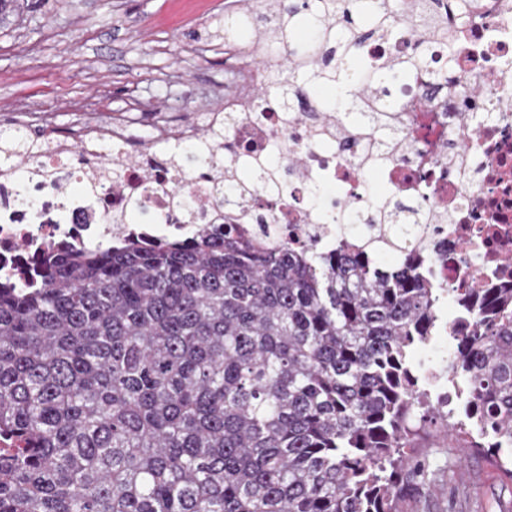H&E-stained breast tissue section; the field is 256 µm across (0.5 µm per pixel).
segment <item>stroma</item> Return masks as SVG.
Wrapping results in <instances>:
<instances>
[{
  "mask_svg": "<svg viewBox=\"0 0 512 512\" xmlns=\"http://www.w3.org/2000/svg\"><path fill=\"white\" fill-rule=\"evenodd\" d=\"M225 0H37L0 26V117L47 112L65 134L83 112H122L130 98L149 114L202 122L235 86L224 68ZM403 484L400 512H512V480L461 452L438 423Z\"/></svg>",
  "mask_w": 512,
  "mask_h": 512,
  "instance_id": "35a3bbf8",
  "label": "stroma"
}]
</instances>
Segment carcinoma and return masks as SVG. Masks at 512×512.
<instances>
[{"label": "carcinoma", "instance_id": "obj_1", "mask_svg": "<svg viewBox=\"0 0 512 512\" xmlns=\"http://www.w3.org/2000/svg\"><path fill=\"white\" fill-rule=\"evenodd\" d=\"M25 3L0 0V26ZM400 28L412 56L366 55ZM447 39L438 0H260L224 15L239 74L266 71L254 111H292V91L352 125V100L380 134L409 111L389 83L448 82ZM38 264L34 284L0 281V438L15 444L0 447V512H399L409 420L433 412L411 353L432 337L435 292L414 262L267 250L226 225ZM458 302L445 373L468 423H441L511 479L512 288Z\"/></svg>", "mask_w": 512, "mask_h": 512}]
</instances>
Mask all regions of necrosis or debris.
I'll use <instances>...</instances> for the list:
<instances>
[{"label": "necrosis or debris", "mask_w": 512, "mask_h": 512, "mask_svg": "<svg viewBox=\"0 0 512 512\" xmlns=\"http://www.w3.org/2000/svg\"><path fill=\"white\" fill-rule=\"evenodd\" d=\"M448 49L455 72L448 84L430 90L419 80L396 90L402 101L428 102L425 111L401 113L407 148L398 158L374 163V138L342 149L339 136L313 131L301 112L246 115L231 130L233 166L292 150L296 167L284 186L259 188L252 200L224 197L216 221L207 213L188 218L179 203L187 195L209 198L212 178L165 156L170 143L203 142L196 124L173 127L159 115L150 144L133 154L126 130L136 114L98 118L62 136L47 124L32 134L38 115L30 113L9 128L38 146L25 179L12 163H0V277L35 280L37 260L63 242L85 250L190 241L202 223L240 225L270 248L290 229L331 253L344 239L319 214L352 202L372 215L377 198L366 176L374 170L391 198L428 216L412 229L405 252L430 255L431 287L447 289L452 300L462 288L512 287V266L503 262L512 252V0H448ZM329 185L335 194L313 201V187ZM248 208L265 214L266 226L242 223Z\"/></svg>", "instance_id": "necrosis-or-debris-1"}]
</instances>
